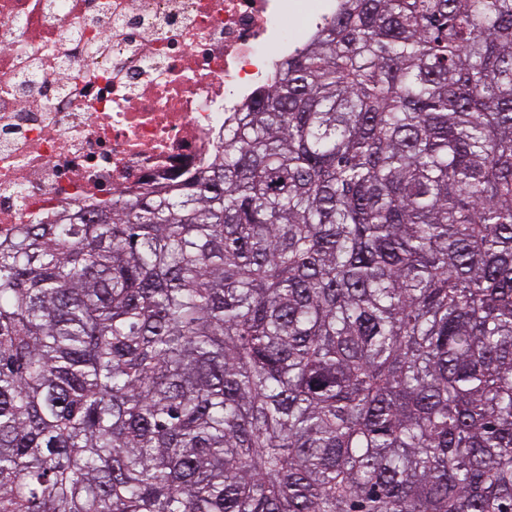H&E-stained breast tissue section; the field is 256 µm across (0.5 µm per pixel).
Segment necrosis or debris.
Here are the masks:
<instances>
[{
  "label": "necrosis or debris",
  "mask_w": 512,
  "mask_h": 512,
  "mask_svg": "<svg viewBox=\"0 0 512 512\" xmlns=\"http://www.w3.org/2000/svg\"><path fill=\"white\" fill-rule=\"evenodd\" d=\"M334 0H0V237L217 151Z\"/></svg>",
  "instance_id": "1"
}]
</instances>
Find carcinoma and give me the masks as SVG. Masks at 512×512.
I'll return each mask as SVG.
<instances>
[{"label": "carcinoma", "instance_id": "obj_1", "mask_svg": "<svg viewBox=\"0 0 512 512\" xmlns=\"http://www.w3.org/2000/svg\"><path fill=\"white\" fill-rule=\"evenodd\" d=\"M157 196L0 238V512H512V0H334Z\"/></svg>", "mask_w": 512, "mask_h": 512}]
</instances>
